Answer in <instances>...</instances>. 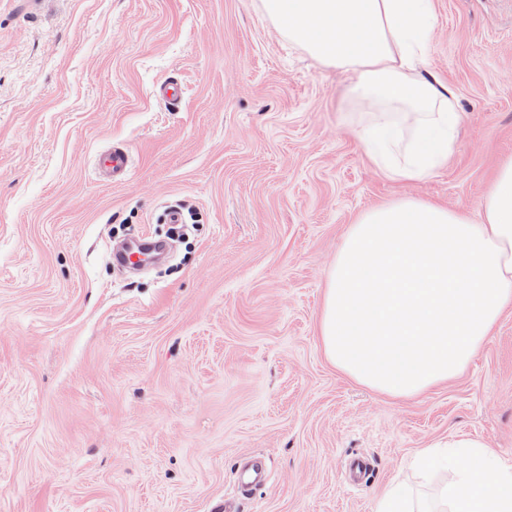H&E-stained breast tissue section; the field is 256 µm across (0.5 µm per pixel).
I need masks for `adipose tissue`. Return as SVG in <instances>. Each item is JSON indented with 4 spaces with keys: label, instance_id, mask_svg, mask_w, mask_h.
I'll return each mask as SVG.
<instances>
[{
    "label": "adipose tissue",
    "instance_id": "ef3b65f1",
    "mask_svg": "<svg viewBox=\"0 0 512 512\" xmlns=\"http://www.w3.org/2000/svg\"><path fill=\"white\" fill-rule=\"evenodd\" d=\"M290 45L348 77L369 104L358 140L391 177L447 166L461 127L455 93L423 75L433 0H260ZM512 308V157L483 192L481 217L399 198L360 213L329 273L318 334L329 361L399 398L460 375ZM451 474L448 512H512V462L468 437L421 449Z\"/></svg>",
    "mask_w": 512,
    "mask_h": 512
}]
</instances>
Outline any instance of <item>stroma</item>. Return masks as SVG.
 <instances>
[{"mask_svg": "<svg viewBox=\"0 0 512 512\" xmlns=\"http://www.w3.org/2000/svg\"><path fill=\"white\" fill-rule=\"evenodd\" d=\"M433 9L425 74L462 128L447 167L406 181L369 161L343 75L260 0H0V512H208L248 454L270 475L239 512H376L394 484L434 508L450 476H420L419 449L465 436L512 460V310L462 374L403 399L317 333L361 212L478 215L512 155V0ZM115 144L120 183L95 174ZM172 207L195 216L189 245L121 274L116 227L156 234ZM131 153L125 147L112 146L98 156L96 170L99 176L116 183L129 175Z\"/></svg>", "mask_w": 512, "mask_h": 512, "instance_id": "stroma-1", "label": "stroma"}]
</instances>
